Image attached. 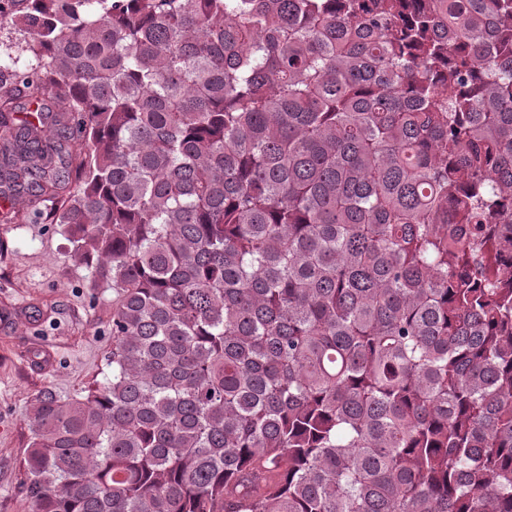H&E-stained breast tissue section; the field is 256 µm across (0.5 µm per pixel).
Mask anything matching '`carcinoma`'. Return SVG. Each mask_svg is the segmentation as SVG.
<instances>
[{"label":"carcinoma","instance_id":"obj_1","mask_svg":"<svg viewBox=\"0 0 512 512\" xmlns=\"http://www.w3.org/2000/svg\"><path fill=\"white\" fill-rule=\"evenodd\" d=\"M7 21L0 198L117 293L112 376L34 404L31 512H512V0Z\"/></svg>","mask_w":512,"mask_h":512}]
</instances>
